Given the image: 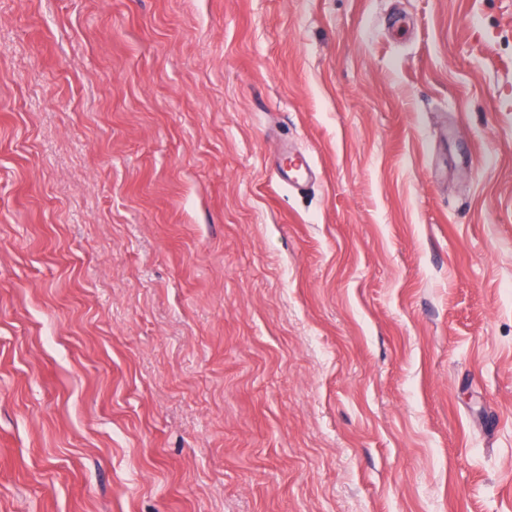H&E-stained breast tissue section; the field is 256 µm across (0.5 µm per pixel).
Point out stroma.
I'll return each instance as SVG.
<instances>
[{
	"label": "stroma",
	"instance_id": "1",
	"mask_svg": "<svg viewBox=\"0 0 512 512\" xmlns=\"http://www.w3.org/2000/svg\"><path fill=\"white\" fill-rule=\"evenodd\" d=\"M0 512H512V0H0ZM281 154L282 158L274 162L276 180L280 185L295 188L316 181L318 168L308 154L290 150H284Z\"/></svg>",
	"mask_w": 512,
	"mask_h": 512
}]
</instances>
